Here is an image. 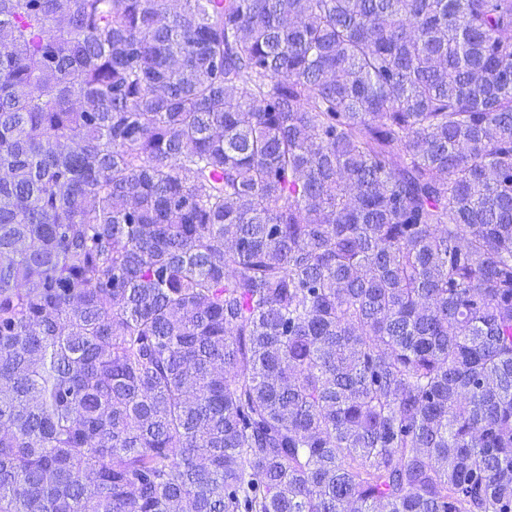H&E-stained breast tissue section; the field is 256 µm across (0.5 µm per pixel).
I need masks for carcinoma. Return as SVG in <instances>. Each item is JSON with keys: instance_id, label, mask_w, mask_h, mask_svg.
<instances>
[{"instance_id": "1", "label": "carcinoma", "mask_w": 512, "mask_h": 512, "mask_svg": "<svg viewBox=\"0 0 512 512\" xmlns=\"http://www.w3.org/2000/svg\"><path fill=\"white\" fill-rule=\"evenodd\" d=\"M0 512H512V0H0Z\"/></svg>"}]
</instances>
